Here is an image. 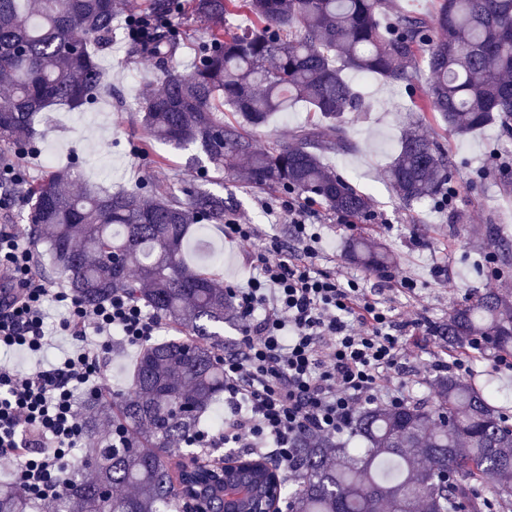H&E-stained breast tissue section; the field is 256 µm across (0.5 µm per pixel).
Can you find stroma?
Returning a JSON list of instances; mask_svg holds the SVG:
<instances>
[{
    "instance_id": "1",
    "label": "stroma",
    "mask_w": 512,
    "mask_h": 512,
    "mask_svg": "<svg viewBox=\"0 0 512 512\" xmlns=\"http://www.w3.org/2000/svg\"><path fill=\"white\" fill-rule=\"evenodd\" d=\"M101 63L109 75V95L80 112L58 106L40 113L34 124L35 151L19 157L5 148L0 150V160L24 169L31 185L49 171L71 163L78 164L83 186L133 188L159 182L184 190L204 183L223 194L236 213L249 222L263 225L267 233L281 240L291 239L290 224L273 220L264 209L265 204L276 203L278 193L259 189L235 175L202 181L201 175L210 164L205 159L196 160L195 148L176 149L148 142L138 103L146 90L159 89L160 82L150 61H128L122 30H115ZM361 88L369 109L352 116L346 125L352 150L326 154L322 162L370 196L373 217L367 222L340 224L335 213L316 206L331 244L320 267L366 276L371 286L382 279L394 282L404 276L414 277L415 292H390V305L406 319L422 312L433 326L445 322L456 303L485 289L512 298V271L498 275L487 269L492 242L512 247V188L504 189L490 172L496 162L512 166V139L500 137L493 127L456 138L435 123L419 122L418 132L443 143L455 162L457 195L444 211L428 202L405 209L385 170L409 115V98L403 86L377 78L368 79ZM315 118L305 104L293 105L257 131L256 143L262 147L274 140L290 141L294 128ZM360 235L376 238L393 255L395 265L386 275L365 270L347 256V240ZM197 237V255L219 254L217 273L222 281L239 275L254 249L250 243L225 241L222 226L215 224L206 225ZM419 342L418 355L411 360L408 373L415 399L428 395L432 378L428 367L446 349L445 341L437 335L420 336Z\"/></svg>"
}]
</instances>
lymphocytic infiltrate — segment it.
Returning a JSON list of instances; mask_svg holds the SVG:
<instances>
[{
  "instance_id": "obj_1",
  "label": "lymphocytic infiltrate",
  "mask_w": 512,
  "mask_h": 512,
  "mask_svg": "<svg viewBox=\"0 0 512 512\" xmlns=\"http://www.w3.org/2000/svg\"><path fill=\"white\" fill-rule=\"evenodd\" d=\"M279 216L293 225L294 244L237 215L224 222L225 240L258 248L231 289L239 339L223 359L224 419L188 443L252 449L292 478L300 437L341 436L360 409L408 401L412 337L424 321L394 314L384 290L361 277L319 269L322 221L305 206L283 201ZM0 277L10 284L0 292V351L37 354L54 337L71 341L70 353L47 368L0 364V466L48 508L67 488L72 452L85 437L78 394L98 395L113 337L140 348L160 321L121 291L89 307L54 287L8 224L0 226Z\"/></svg>"
}]
</instances>
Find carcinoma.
Returning <instances> with one entry per match:
<instances>
[{"instance_id": "carcinoma-1", "label": "carcinoma", "mask_w": 512, "mask_h": 512, "mask_svg": "<svg viewBox=\"0 0 512 512\" xmlns=\"http://www.w3.org/2000/svg\"><path fill=\"white\" fill-rule=\"evenodd\" d=\"M243 10L245 32L226 28ZM130 13L128 54L149 59L163 77L139 105L150 138L194 146L214 172L238 171L249 183L300 194L349 219L366 220L371 199L322 163L351 148L343 118L365 111L349 74L378 76L408 88L415 107L434 114L450 135L491 125L512 137V0H437L430 15L390 13L387 0H0V145L22 155L19 138L33 116L55 106L81 110L107 90L99 52L118 15ZM207 25L186 74L175 70L187 21ZM80 51L71 54L68 44ZM422 62L428 82L413 84ZM304 101L320 122L297 128L290 143L259 147L253 132ZM239 120H224V107ZM456 166L437 140L408 128L386 178L403 206L452 202ZM72 169L49 172L12 194L26 203L24 234L47 245L52 266L88 306L124 291L171 325L141 348L131 394L107 391L81 415L86 433L123 427L126 448H90L94 477L75 476L55 512H182L189 488L215 484L186 440L224 395V320L234 307L224 286L190 265L193 230L222 224L224 195L198 188L181 197L171 187L75 192ZM122 256L118 265L111 256ZM358 265L380 272L393 264L377 242L348 243ZM454 355L477 346L512 357V300L496 290L467 298L435 328ZM504 396L489 383L448 370L436 373L428 399L361 411L358 444L303 436L300 470L288 491L291 512H479L485 494L512 512V423ZM255 494L265 493L272 463L237 454ZM0 512H34L11 485H0Z\"/></svg>"}]
</instances>
